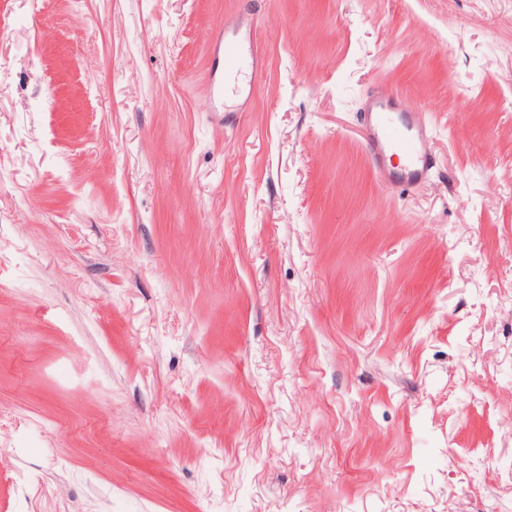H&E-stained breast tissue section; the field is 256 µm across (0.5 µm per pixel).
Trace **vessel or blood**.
<instances>
[{
    "label": "vessel or blood",
    "mask_w": 512,
    "mask_h": 512,
    "mask_svg": "<svg viewBox=\"0 0 512 512\" xmlns=\"http://www.w3.org/2000/svg\"><path fill=\"white\" fill-rule=\"evenodd\" d=\"M210 42L217 60L210 83L212 109L221 113L225 95L239 92L240 75L257 80V50L243 44L238 29L230 24L214 30ZM363 116L366 144L380 177L405 188L427 177L430 160L423 149L427 132L410 112L398 109L396 99L375 95L366 101Z\"/></svg>",
    "instance_id": "b4317fda"
}]
</instances>
